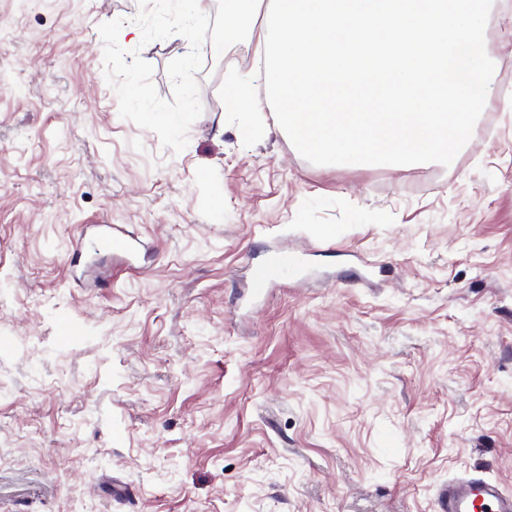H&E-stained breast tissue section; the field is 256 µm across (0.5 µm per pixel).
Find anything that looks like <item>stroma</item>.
Here are the masks:
<instances>
[{"instance_id": "obj_1", "label": "stroma", "mask_w": 512, "mask_h": 512, "mask_svg": "<svg viewBox=\"0 0 512 512\" xmlns=\"http://www.w3.org/2000/svg\"><path fill=\"white\" fill-rule=\"evenodd\" d=\"M164 0H0V512H436L512 490V7L450 165L324 167L270 109L244 147ZM255 78L264 88V77ZM221 201H214V191ZM82 224L151 247L73 279ZM336 264L247 302L268 250ZM439 512H512V492L499 482L466 474L437 492Z\"/></svg>"}]
</instances>
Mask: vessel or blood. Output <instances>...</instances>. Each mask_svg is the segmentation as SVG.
<instances>
[{"instance_id":"1","label":"vessel or blood","mask_w":512,"mask_h":512,"mask_svg":"<svg viewBox=\"0 0 512 512\" xmlns=\"http://www.w3.org/2000/svg\"><path fill=\"white\" fill-rule=\"evenodd\" d=\"M144 243L121 224H88L76 238L72 251L75 265L85 264L89 255L100 251L125 263H132ZM298 260L289 254H277L266 264L255 266L251 286L256 293L288 277ZM439 512H512V491L499 482L467 474L449 480L437 492Z\"/></svg>"}]
</instances>
